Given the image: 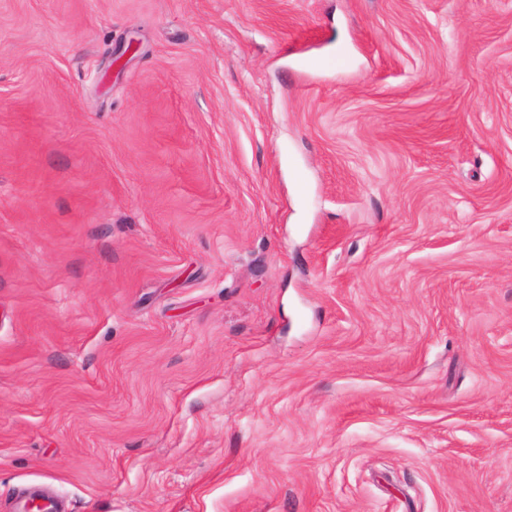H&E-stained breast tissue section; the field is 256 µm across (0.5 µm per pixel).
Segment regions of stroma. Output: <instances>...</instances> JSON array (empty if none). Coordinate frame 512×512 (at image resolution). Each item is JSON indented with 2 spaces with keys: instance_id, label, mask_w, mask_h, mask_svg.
Returning <instances> with one entry per match:
<instances>
[{
  "instance_id": "1",
  "label": "stroma",
  "mask_w": 512,
  "mask_h": 512,
  "mask_svg": "<svg viewBox=\"0 0 512 512\" xmlns=\"http://www.w3.org/2000/svg\"><path fill=\"white\" fill-rule=\"evenodd\" d=\"M512 512V0H0V512Z\"/></svg>"
}]
</instances>
